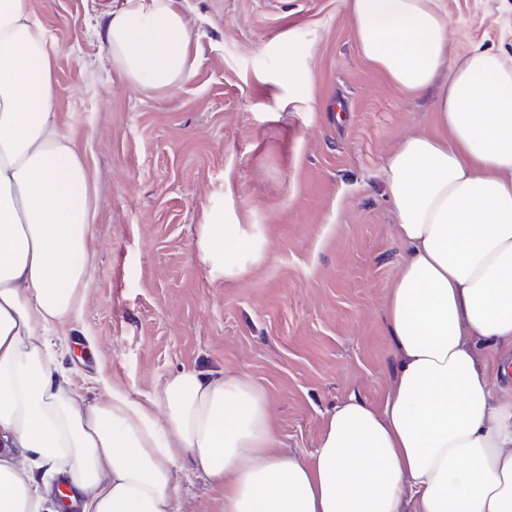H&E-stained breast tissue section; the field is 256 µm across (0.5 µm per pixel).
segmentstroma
<instances>
[{"label":"stroma","mask_w":512,"mask_h":512,"mask_svg":"<svg viewBox=\"0 0 512 512\" xmlns=\"http://www.w3.org/2000/svg\"><path fill=\"white\" fill-rule=\"evenodd\" d=\"M108 2H31L99 208L85 303L54 365L90 399L118 387L143 401L184 368L247 376L284 451L308 455L336 403L379 401L391 379L384 303L402 248L382 166L430 131L432 97L364 60L346 0H177L192 75L141 91L90 28ZM441 6L452 52L512 54V0ZM212 224L248 237L238 264L203 252ZM175 479L181 512H220L203 474L179 464Z\"/></svg>","instance_id":"35a3bbf8"}]
</instances>
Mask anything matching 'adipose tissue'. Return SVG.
<instances>
[{
  "label": "adipose tissue",
  "instance_id": "adipose-tissue-1",
  "mask_svg": "<svg viewBox=\"0 0 512 512\" xmlns=\"http://www.w3.org/2000/svg\"><path fill=\"white\" fill-rule=\"evenodd\" d=\"M362 56L404 94L437 88L434 128L383 167L403 248L385 303L396 363L382 403L349 396L317 447L284 452L244 376L184 368L153 398L87 400L55 371L85 299L98 208L61 130L53 43L30 0H0V512H49L47 475L81 512H179L188 461L221 512H512V57L448 44L440 0H347ZM108 59L148 91L193 67L176 0H114Z\"/></svg>",
  "mask_w": 512,
  "mask_h": 512
}]
</instances>
